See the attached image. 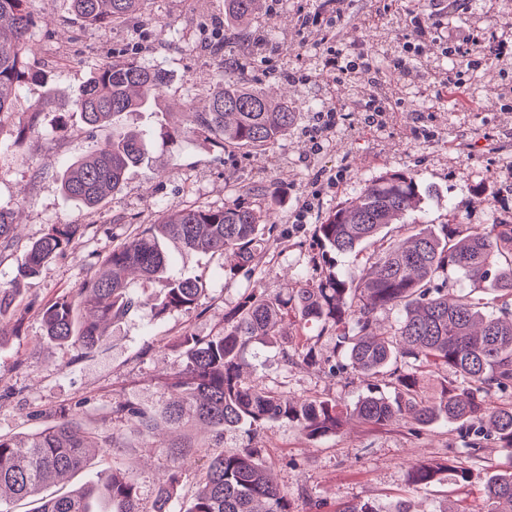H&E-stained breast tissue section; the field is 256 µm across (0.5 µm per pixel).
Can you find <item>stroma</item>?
Wrapping results in <instances>:
<instances>
[{
    "instance_id": "stroma-1",
    "label": "stroma",
    "mask_w": 512,
    "mask_h": 512,
    "mask_svg": "<svg viewBox=\"0 0 512 512\" xmlns=\"http://www.w3.org/2000/svg\"><path fill=\"white\" fill-rule=\"evenodd\" d=\"M417 2L344 0L338 14L324 8L323 0H271L255 24L267 51L239 73L246 83L286 98L297 121L287 135L260 150L221 149L207 134L190 133L176 141L166 136L170 125H188L187 106L204 111V83L223 80L226 62L240 54L224 18V0H147L140 15L100 26L78 19L70 0H27L37 21L30 38L42 77L22 85L11 116L0 123V207L11 210L17 224L12 252L0 257V284L17 281V257L51 225L81 224L85 230L35 278L19 281L11 309L0 318L9 330L0 338V434L32 435L64 415L101 435L120 436L114 447L60 481V489L96 482L102 473L122 468L135 477L142 512H152L156 491L173 466L169 448L190 437L198 451L180 471L171 512H186L213 453L243 447L259 449L261 461L287 491L293 512H309L312 498L331 507L366 501L387 507L403 501L412 512H433L439 502L460 499L468 512H486L485 479L492 472L512 471V453L489 439L477 455H468L458 432L445 423L372 427L349 420L316 440L280 423L251 435L228 429L219 437L187 423L162 427L148 438L112 412L118 400L161 409L172 397L167 378L186 365L181 336L217 335L225 313L251 289L285 294L297 277L323 279L331 269L312 246L316 224L384 170L410 171L426 185L425 209L417 215L426 223L476 227L512 213V148L502 147L497 134L498 128L512 126V111L501 109L500 78L484 74L478 99L450 111L440 81L459 76L460 70L439 44L440 30L448 26H463L481 37L512 27V0H464L460 5L442 0L426 47L433 73L415 98L404 92L407 75L388 67L387 60L404 54ZM376 24L388 35L387 53L377 56L384 65L383 83L401 90L386 101L389 120L381 129L356 124L357 98L350 83L336 86L318 77L327 49H358ZM218 29L224 50L215 53L207 45ZM127 58L165 70L168 85L158 111L125 119L145 136V161L127 171L117 192L88 209L63 194L59 176L109 132L85 126L70 106L71 96L99 65ZM286 68L296 73L287 83L279 77ZM50 89L57 94L56 106L40 114L26 145L16 148L19 124ZM334 105L344 109L346 118L335 130L323 131L315 114ZM463 152L470 157L465 165L458 162ZM257 185L276 196L275 222L287 232L288 242L270 244L255 273L228 279L223 258L173 247L164 278L130 276L131 293L143 304L107 326V342L99 351L85 355L47 337L44 308L75 296L113 248L154 223L165 208L221 210ZM185 277L202 280L205 293L198 303L155 313L167 282ZM244 357L242 380L248 386L342 405L366 391L359 378L349 384L338 376L284 365L276 343H253ZM445 459L453 469H470L469 486L460 487L452 473L423 489L409 484L410 464Z\"/></svg>"
}]
</instances>
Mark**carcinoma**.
<instances>
[{
	"mask_svg": "<svg viewBox=\"0 0 512 512\" xmlns=\"http://www.w3.org/2000/svg\"><path fill=\"white\" fill-rule=\"evenodd\" d=\"M27 0H0V122L13 112L19 87L37 76L30 56L29 31L34 20ZM146 0H71L74 13L88 25H101L140 13ZM263 0H224V16L250 34V54L266 50L265 39L253 31ZM167 73L134 58L100 65L72 98L74 111L92 128L112 125V136L71 163L61 176L63 193L88 208L101 205L122 184L126 172L140 164L146 145L140 132L118 126L130 112L155 110ZM208 107L193 113V127L173 126L169 137L187 132L217 136L225 145L260 149L285 136L296 112L288 100H270L259 88L243 83L234 71L224 83L204 88ZM56 104L47 93L19 127L14 146L22 147L38 123L40 113ZM423 192L416 175L386 171L359 195L336 206L316 226L313 243L322 259L358 251L373 242L388 225L419 210ZM12 213L0 208V257L13 246ZM262 214L244 198L223 210L180 207L166 209L161 218L124 245L112 250L102 270L77 289L79 302L67 297L43 310L48 338L70 343L83 351L98 348L105 327L140 305L129 292L125 274L146 279L166 273L164 243L173 241L191 251L224 257V275L253 271L265 248ZM83 230L81 224H58L30 245L18 263L22 279L37 275ZM495 293L496 305L481 312L460 288L448 292V279ZM204 292L195 279L168 283L158 310L189 309ZM395 309L400 318L392 333L380 331L377 313ZM319 328L318 336L335 339L340 357L325 358L315 346L288 337L284 362L329 374L382 377L391 388L386 395L367 384V394L354 404L339 407L334 400H297L284 393L246 387L241 382L244 351L255 341L280 337L278 326ZM186 355L182 372L169 384L176 397L160 416L170 424L191 417L216 431L243 427L254 431L267 423H282L316 440L336 430L347 418L380 427L411 421L427 425L443 421L455 425L468 439L473 454L485 437L512 451V403L490 400L512 387V222L503 220L480 229L446 224L435 230L426 224L403 241L377 252L369 266L346 277L330 271L317 283L299 279L290 294L269 295L256 289L224 314V329L216 336L184 335ZM445 366L459 377L462 390L445 385L432 396L423 394L422 368ZM112 412L135 422L143 431L155 428V418L125 402ZM103 450L101 442L85 435L81 423L62 418L27 438L0 435V512L6 504L32 500L31 512H142L133 475L114 469L98 483L54 497L41 490L83 468ZM197 449L187 444L171 448L174 469L161 483L152 512H170L169 490L178 481L181 462ZM257 448L225 450L208 461L187 512H292L288 492L271 478ZM448 466L415 463L407 471L410 484L427 486L440 480ZM487 512H512V471L490 475L484 485Z\"/></svg>",
	"mask_w": 512,
	"mask_h": 512,
	"instance_id": "1",
	"label": "carcinoma"
}]
</instances>
